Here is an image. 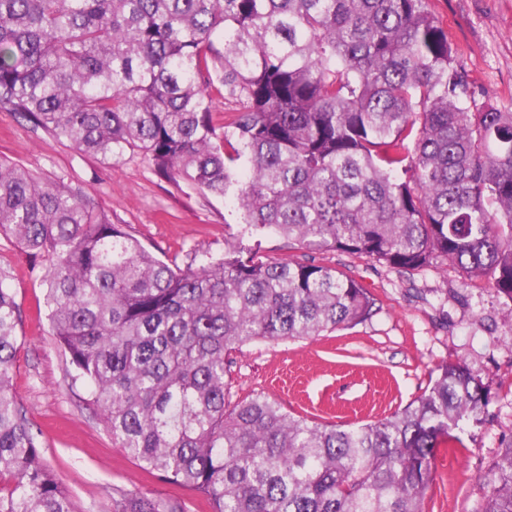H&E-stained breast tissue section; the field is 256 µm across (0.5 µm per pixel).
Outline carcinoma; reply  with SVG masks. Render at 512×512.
<instances>
[{
  "label": "carcinoma",
  "mask_w": 512,
  "mask_h": 512,
  "mask_svg": "<svg viewBox=\"0 0 512 512\" xmlns=\"http://www.w3.org/2000/svg\"><path fill=\"white\" fill-rule=\"evenodd\" d=\"M475 105L428 0H0V109L84 153L142 154L240 215L224 257L173 268L80 189L0 160V234L48 260L52 335L118 447L211 512H423L436 448L489 404L468 368L345 427L262 392L230 402L227 356L377 311L330 266L261 259L258 232L404 270L441 256L512 299V108ZM6 279L0 512H75L12 393ZM480 482L481 512H512V441Z\"/></svg>",
  "instance_id": "cac0c4a2"
}]
</instances>
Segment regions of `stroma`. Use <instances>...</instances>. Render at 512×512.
<instances>
[{
    "label": "stroma",
    "instance_id": "35a3bbf8",
    "mask_svg": "<svg viewBox=\"0 0 512 512\" xmlns=\"http://www.w3.org/2000/svg\"><path fill=\"white\" fill-rule=\"evenodd\" d=\"M428 6L458 51L477 106H512V0H428ZM0 158L80 187L113 223L173 266H185L191 252L222 257L225 237L240 229L230 198L170 183L139 154L104 161L6 111H0ZM250 243L264 258L335 267L368 288L379 311L313 339L243 346L229 357L231 400L263 392L294 415L362 424L416 400L439 365L462 364L481 377L490 403L481 426L465 425L455 440L438 446L423 508L479 512V477L512 440V300L442 258L399 271L364 255L292 247L274 233L257 234ZM46 268L45 260L0 235V270L8 272L22 313L13 392L75 512H114L128 493L209 512L194 491L142 468L116 447L86 406L87 388L71 381L69 357L49 330Z\"/></svg>",
    "mask_w": 512,
    "mask_h": 512
}]
</instances>
